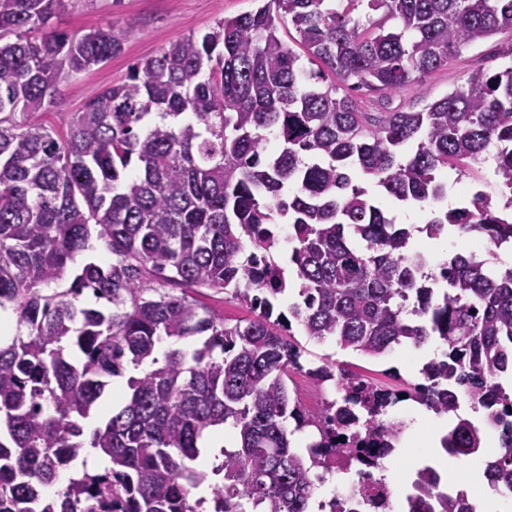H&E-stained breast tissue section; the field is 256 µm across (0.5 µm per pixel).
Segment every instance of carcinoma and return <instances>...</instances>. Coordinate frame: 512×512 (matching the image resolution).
Listing matches in <instances>:
<instances>
[{
	"mask_svg": "<svg viewBox=\"0 0 512 512\" xmlns=\"http://www.w3.org/2000/svg\"><path fill=\"white\" fill-rule=\"evenodd\" d=\"M60 2L0 0V311L17 323L0 340V512H310L314 469L360 448L392 455L403 425L388 414L403 399L454 414L441 448L483 460L488 486L512 496V395L499 382L512 373V264H499L512 247V66L476 69L420 111L364 112L336 86L421 90L463 48L512 34V0H347L341 12L261 0L91 93L64 139L36 117L60 83L120 53L125 30L31 39ZM491 148L503 205L481 193L444 208L442 172ZM357 174L430 205L427 224L394 223ZM283 221L301 301L277 313ZM416 230L471 235L484 251L429 274L409 248ZM93 239L114 262L77 263ZM147 275L229 291L254 317L229 325L184 295L146 297ZM86 291L105 305L81 306ZM294 322L371 358L433 340L443 351L424 382L394 388L332 362L304 368ZM143 364L126 403L84 433L112 378ZM292 367L341 395L306 411ZM226 424L233 445L199 467L203 433ZM304 429L306 457L291 439ZM93 453L109 466L89 467ZM206 481L212 498H192ZM441 484L418 468L405 512H475Z\"/></svg>",
	"mask_w": 512,
	"mask_h": 512,
	"instance_id": "cac0c4a2",
	"label": "carcinoma"
}]
</instances>
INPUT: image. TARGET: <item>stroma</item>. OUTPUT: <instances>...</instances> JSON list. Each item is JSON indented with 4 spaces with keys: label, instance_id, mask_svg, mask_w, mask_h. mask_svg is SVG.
Listing matches in <instances>:
<instances>
[{
    "label": "stroma",
    "instance_id": "obj_1",
    "mask_svg": "<svg viewBox=\"0 0 512 512\" xmlns=\"http://www.w3.org/2000/svg\"><path fill=\"white\" fill-rule=\"evenodd\" d=\"M255 6V0H63L62 9L52 20L55 28L80 36L109 22L126 29L127 38L121 53L109 62L64 83L53 104L40 115V122L51 127L58 137H66L72 112L81 108L92 91L125 81L133 63L155 56L170 43L190 34L203 35L211 31L217 21ZM511 64L512 35L500 34L464 49L448 66L428 75L424 91H362L358 98L365 112L419 110L463 84L471 71L479 68L495 71ZM294 339L301 347L302 368L290 373L288 386L293 391L321 393L330 400L336 398L333 383L317 385L304 373L305 368L320 365L325 360L346 363L352 371L376 380L388 373L399 381L415 379L406 369L409 352L405 349L383 358H370L341 349L334 342L320 343L300 333L295 334Z\"/></svg>",
    "mask_w": 512,
    "mask_h": 512
}]
</instances>
